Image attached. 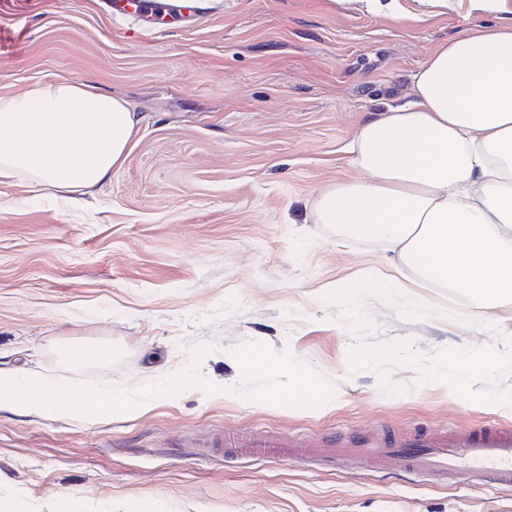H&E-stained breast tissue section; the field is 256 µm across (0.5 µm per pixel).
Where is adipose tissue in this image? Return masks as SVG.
I'll list each match as a JSON object with an SVG mask.
<instances>
[{"mask_svg": "<svg viewBox=\"0 0 512 512\" xmlns=\"http://www.w3.org/2000/svg\"><path fill=\"white\" fill-rule=\"evenodd\" d=\"M413 85L359 127L361 176L324 190L316 221L485 307L512 301V23L442 45ZM140 123L124 97L72 79L0 95V180L73 203L111 179Z\"/></svg>", "mask_w": 512, "mask_h": 512, "instance_id": "ef3b65f1", "label": "adipose tissue"}]
</instances>
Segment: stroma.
<instances>
[{
    "label": "stroma",
    "instance_id": "35a3bbf8",
    "mask_svg": "<svg viewBox=\"0 0 512 512\" xmlns=\"http://www.w3.org/2000/svg\"><path fill=\"white\" fill-rule=\"evenodd\" d=\"M110 0H0V94L53 77L126 96L143 121L124 163L78 210L0 182V368L131 391L180 372L211 343L192 387L131 419L91 424L0 411V512H512V490L472 487L324 455L215 457L211 433L321 437L418 428L512 426V405L471 402L414 370L382 392L351 371L356 343L325 294L386 273L383 244L316 223L322 190L358 172L348 145L370 112L411 98L412 76L467 30L512 20V0L473 8L368 10L359 0H202L195 17L146 27ZM410 296L481 320H408L371 301L373 341L416 352L485 346L512 335V302L410 277ZM290 351L334 385L326 406L230 394L246 342ZM111 346L74 365L71 345Z\"/></svg>",
    "mask_w": 512,
    "mask_h": 512
}]
</instances>
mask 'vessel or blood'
Instances as JSON below:
<instances>
[{
    "label": "vessel or blood",
    "instance_id": "vessel-or-blood-1",
    "mask_svg": "<svg viewBox=\"0 0 512 512\" xmlns=\"http://www.w3.org/2000/svg\"><path fill=\"white\" fill-rule=\"evenodd\" d=\"M215 454L254 459L301 456L318 448L328 456L337 449L348 458L364 460L370 468L408 470L445 479L468 471L478 486L512 489V427L487 424L476 428L406 431L393 438H372L360 445L268 431L213 433L206 442Z\"/></svg>",
    "mask_w": 512,
    "mask_h": 512
}]
</instances>
